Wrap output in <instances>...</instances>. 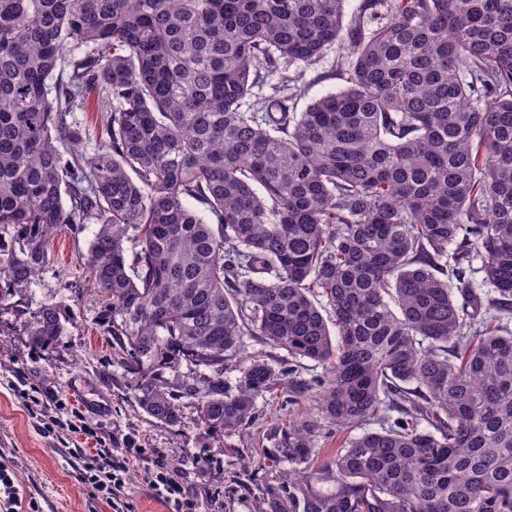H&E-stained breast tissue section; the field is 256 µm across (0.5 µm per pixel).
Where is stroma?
Here are the masks:
<instances>
[{
	"mask_svg": "<svg viewBox=\"0 0 512 512\" xmlns=\"http://www.w3.org/2000/svg\"><path fill=\"white\" fill-rule=\"evenodd\" d=\"M341 52V45L328 47L317 68L306 71L297 110L342 87L338 78L314 79L316 72L329 71ZM94 230L91 224L63 226L32 284L0 305V466H8L16 486L32 491L38 512H113L71 476L69 451L83 445V435L43 431L63 405L82 416L107 446L121 448L131 440L168 453L201 512H266L267 486L285 483L289 470L288 463H272L268 456L290 420L312 414L324 367L289 359L262 337L248 336L244 350L226 362L228 378L239 377L253 358L290 370L283 385L258 398L248 425L229 434L210 433L192 399L184 402L181 425L155 423L135 402L119 343L101 318L102 297L80 261ZM47 304L59 307L64 325L52 350L34 347L29 336L36 313ZM78 394L92 401V409L78 406Z\"/></svg>",
	"mask_w": 512,
	"mask_h": 512,
	"instance_id": "1",
	"label": "stroma"
}]
</instances>
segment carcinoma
Returning a JSON list of instances; mask_svg holds the SVG:
<instances>
[{
    "label": "carcinoma",
    "instance_id": "carcinoma-1",
    "mask_svg": "<svg viewBox=\"0 0 512 512\" xmlns=\"http://www.w3.org/2000/svg\"><path fill=\"white\" fill-rule=\"evenodd\" d=\"M343 4L0 0V303L94 220L81 262L156 422L186 398L247 425L286 375L224 377L247 335L328 369L274 461L402 413L268 512H512V0ZM339 41L343 87L294 111L290 67ZM62 332L42 306L31 342Z\"/></svg>",
    "mask_w": 512,
    "mask_h": 512
}]
</instances>
